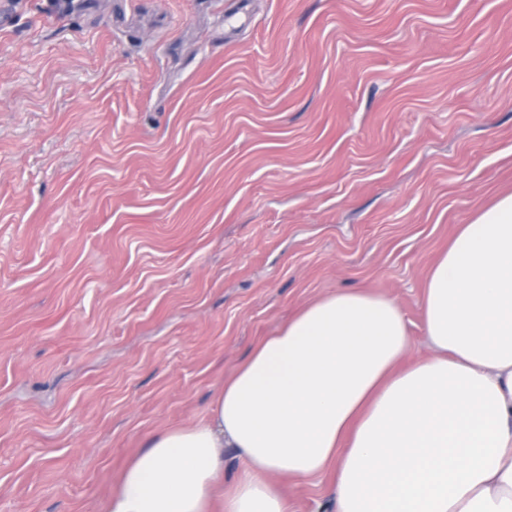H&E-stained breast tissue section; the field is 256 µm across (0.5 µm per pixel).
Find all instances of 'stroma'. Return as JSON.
Masks as SVG:
<instances>
[{
  "instance_id": "stroma-1",
  "label": "stroma",
  "mask_w": 512,
  "mask_h": 512,
  "mask_svg": "<svg viewBox=\"0 0 512 512\" xmlns=\"http://www.w3.org/2000/svg\"><path fill=\"white\" fill-rule=\"evenodd\" d=\"M508 193L512 0H0V512H103L336 290L427 355V275Z\"/></svg>"
}]
</instances>
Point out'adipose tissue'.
Returning <instances> with one entry per match:
<instances>
[{
  "label": "adipose tissue",
  "mask_w": 512,
  "mask_h": 512,
  "mask_svg": "<svg viewBox=\"0 0 512 512\" xmlns=\"http://www.w3.org/2000/svg\"><path fill=\"white\" fill-rule=\"evenodd\" d=\"M431 356L408 360L394 300L339 290L261 339L210 415L150 435L106 512H291L276 482L332 475L334 512H512V194L429 273Z\"/></svg>",
  "instance_id": "obj_1"
}]
</instances>
